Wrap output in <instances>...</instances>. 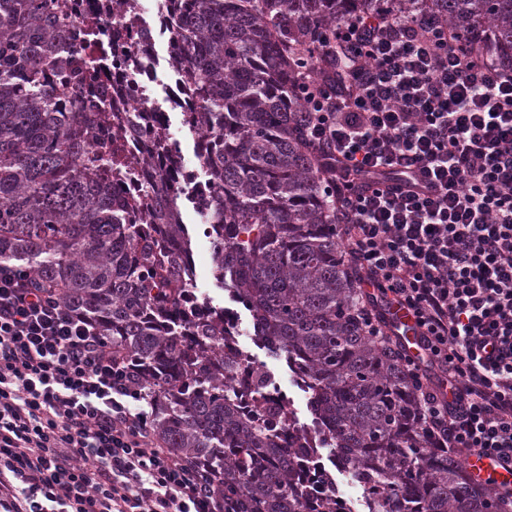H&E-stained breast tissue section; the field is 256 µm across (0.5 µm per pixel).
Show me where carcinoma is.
I'll return each mask as SVG.
<instances>
[{"label":"carcinoma","instance_id":"cac0c4a2","mask_svg":"<svg viewBox=\"0 0 512 512\" xmlns=\"http://www.w3.org/2000/svg\"><path fill=\"white\" fill-rule=\"evenodd\" d=\"M58 0H0V264L56 288L59 303L96 324L137 365L154 400L159 438L234 506L304 512L298 462L318 448H281L280 409L242 423L224 384V320L179 306L184 266L165 244L187 245L170 162L147 188L145 223L112 197L125 160L96 152L112 120L109 97L72 101L96 84L99 61L80 54ZM353 11L393 21L427 13L480 53L512 65V0H190L178 31L197 91L194 121L220 142L205 161L220 186L209 227L218 285L250 316L275 358L309 370V399L329 425L327 459L390 496L387 512H498L453 449L418 428V397L400 339L375 340L362 319L359 269L337 233L333 175L301 125L304 72L327 73L322 44ZM120 127L156 132L125 112Z\"/></svg>","mask_w":512,"mask_h":512}]
</instances>
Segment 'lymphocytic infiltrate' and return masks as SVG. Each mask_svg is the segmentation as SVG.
Here are the masks:
<instances>
[{"mask_svg": "<svg viewBox=\"0 0 512 512\" xmlns=\"http://www.w3.org/2000/svg\"><path fill=\"white\" fill-rule=\"evenodd\" d=\"M301 83L375 310L412 314L418 422L512 463V67L436 22L351 15ZM127 360L0 264V512H222L165 447Z\"/></svg>", "mask_w": 512, "mask_h": 512, "instance_id": "obj_1", "label": "lymphocytic infiltrate"}]
</instances>
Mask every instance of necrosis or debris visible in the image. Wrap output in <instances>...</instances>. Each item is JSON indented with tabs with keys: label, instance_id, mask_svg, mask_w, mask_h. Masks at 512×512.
Here are the masks:
<instances>
[{
	"label": "necrosis or debris",
	"instance_id": "4bbe7bcc",
	"mask_svg": "<svg viewBox=\"0 0 512 512\" xmlns=\"http://www.w3.org/2000/svg\"><path fill=\"white\" fill-rule=\"evenodd\" d=\"M68 10L78 22L97 24L103 39L112 43V62L97 82L112 98V111L142 113L147 125L158 131V138L124 136L118 127L104 132L100 150L121 144L137 161L127 178L117 188L122 201L134 209L143 206V193L155 163H164L181 156V141L169 131L166 108L158 98L157 69L166 65L175 77L174 100L183 116L185 127L191 128L196 141L205 136L195 127L193 114L198 101L189 78V67L175 49L176 32L182 10L177 0H66ZM171 192L205 212L209 201L219 193V186L205 164L181 167ZM244 320L233 300L224 302V381L238 393L237 409L244 420H251L254 407L260 402L279 406L285 417L278 430L281 447L293 448L300 443L317 448L330 440L327 428L314 414H299L298 395L303 394L306 375L297 366H289L290 386H283L277 377H269L263 387H256L251 371L258 359L245 346L241 337ZM322 459L302 464L301 477L310 485L312 500L334 498L338 512H377L383 504L381 496L362 491L359 497L346 494L333 478L326 475Z\"/></svg>",
	"mask_w": 512,
	"mask_h": 512
}]
</instances>
